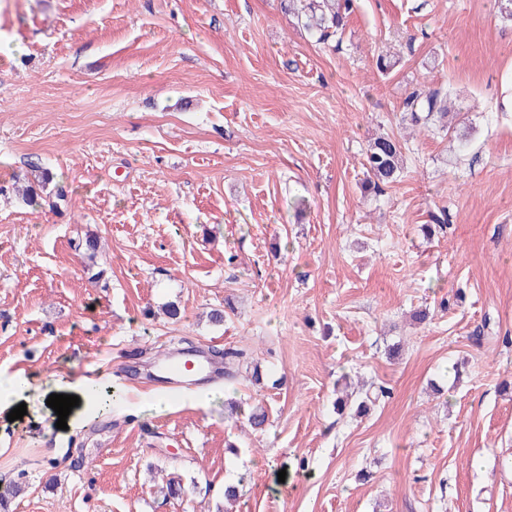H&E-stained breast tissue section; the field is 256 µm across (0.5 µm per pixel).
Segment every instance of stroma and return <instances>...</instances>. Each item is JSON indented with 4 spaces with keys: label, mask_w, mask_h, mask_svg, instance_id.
I'll return each mask as SVG.
<instances>
[{
    "label": "stroma",
    "mask_w": 512,
    "mask_h": 512,
    "mask_svg": "<svg viewBox=\"0 0 512 512\" xmlns=\"http://www.w3.org/2000/svg\"><path fill=\"white\" fill-rule=\"evenodd\" d=\"M510 85L497 0H353L325 43L280 0H0V512H512ZM418 86L449 132L401 124ZM35 164L64 200L14 191ZM186 343L263 379L169 392ZM79 379L122 397L58 429ZM349 382L391 395L341 414ZM402 147L393 136H379L369 145L365 153V168L370 175L372 189L379 191L383 186L394 183L400 172Z\"/></svg>",
    "instance_id": "35a3bbf8"
}]
</instances>
